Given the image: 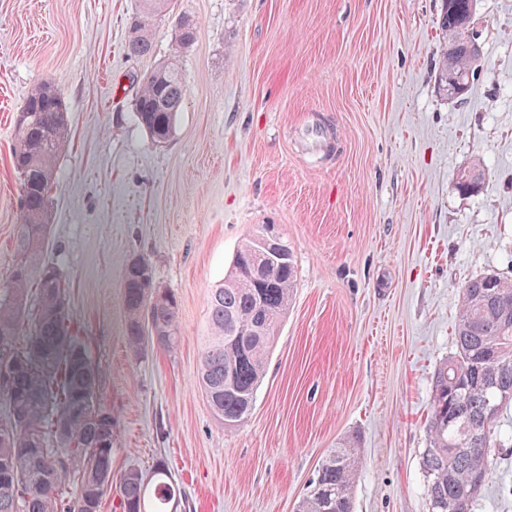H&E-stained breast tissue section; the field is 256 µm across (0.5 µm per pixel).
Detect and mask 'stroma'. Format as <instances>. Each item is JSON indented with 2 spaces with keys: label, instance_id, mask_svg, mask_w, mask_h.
Wrapping results in <instances>:
<instances>
[{
  "label": "stroma",
  "instance_id": "1",
  "mask_svg": "<svg viewBox=\"0 0 512 512\" xmlns=\"http://www.w3.org/2000/svg\"><path fill=\"white\" fill-rule=\"evenodd\" d=\"M141 0H0V278L14 261L13 114L40 83L69 117L48 255L67 324L113 416L112 471L165 460L189 512H293L323 455L363 450L354 512H430L421 456L433 375L463 285L512 278V0H478L463 100L435 88L442 0H174L153 52H126ZM196 38L176 50L181 18ZM176 59L186 96L154 144L134 103ZM330 147L307 151L305 128ZM484 167L478 191L457 175ZM274 225L296 282L251 414L224 427L197 370L212 288ZM145 259L178 297L176 351L127 346L123 274ZM473 512H512V445Z\"/></svg>",
  "mask_w": 512,
  "mask_h": 512
}]
</instances>
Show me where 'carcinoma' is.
<instances>
[{
    "label": "carcinoma",
    "instance_id": "1",
    "mask_svg": "<svg viewBox=\"0 0 512 512\" xmlns=\"http://www.w3.org/2000/svg\"><path fill=\"white\" fill-rule=\"evenodd\" d=\"M170 0H142L129 29L127 52L149 55V21ZM471 0H443L439 24L448 37L435 82L443 97L462 100L471 87L467 15ZM196 25L175 34L178 48L195 40ZM186 94L175 61L160 63L143 80L135 114L153 143H166ZM11 164L21 181L15 260L0 284V512H101L112 493V408L100 398L96 364L69 336V282L46 257L50 190L56 160L69 140L68 112L57 88L39 84L15 119ZM257 237L236 251L231 269L212 288L209 333L198 382L215 418L231 428L250 414L270 348L288 314L296 268L291 248L258 277L249 275ZM37 299L29 306V293ZM125 335L132 355L148 347L172 351L181 343L174 292L158 287L147 262L131 260L124 274ZM27 336L17 346L16 336ZM456 352L433 379L422 455L431 512H472L494 469V449L509 436L500 429L512 403V279L486 274L462 289ZM54 438L56 447L48 446ZM361 464L355 437L327 451L294 512H353ZM120 512H176L182 493L165 460L144 474L120 478Z\"/></svg>",
    "mask_w": 512,
    "mask_h": 512
}]
</instances>
